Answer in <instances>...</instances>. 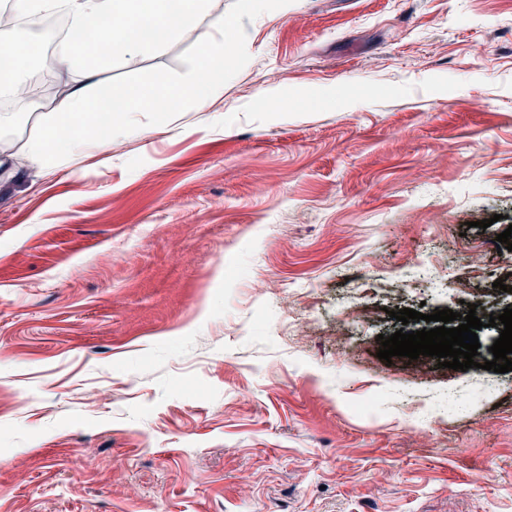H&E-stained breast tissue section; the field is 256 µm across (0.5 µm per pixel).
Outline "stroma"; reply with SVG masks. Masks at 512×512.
Listing matches in <instances>:
<instances>
[{"label": "stroma", "instance_id": "1", "mask_svg": "<svg viewBox=\"0 0 512 512\" xmlns=\"http://www.w3.org/2000/svg\"><path fill=\"white\" fill-rule=\"evenodd\" d=\"M210 11L208 108L0 179V512H512V371L377 356L512 307V0Z\"/></svg>", "mask_w": 512, "mask_h": 512}]
</instances>
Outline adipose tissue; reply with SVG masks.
<instances>
[{
  "label": "adipose tissue",
  "instance_id": "adipose-tissue-1",
  "mask_svg": "<svg viewBox=\"0 0 512 512\" xmlns=\"http://www.w3.org/2000/svg\"><path fill=\"white\" fill-rule=\"evenodd\" d=\"M11 6L22 17L66 10L70 27L77 33L83 32L87 21H97L100 40L92 49L73 40L61 43L53 59L55 67L80 68L84 82L70 86L63 97L43 106L37 115L39 134L27 143L22 157H0V172L8 178L14 176L21 162L36 169L39 176L55 174L62 161L61 127L76 131L72 149L102 150L111 145L113 137L137 130L142 113L153 112L159 120H166L168 112L189 94L195 95L199 107L208 106L213 64L223 59L229 43L223 15L205 17L204 0H11ZM175 34L194 35L203 45L205 60L193 84L160 82L146 90L135 87L117 102L99 92L104 56L133 63L153 42ZM30 45L24 28H0V96L22 94L32 53Z\"/></svg>",
  "mask_w": 512,
  "mask_h": 512
}]
</instances>
